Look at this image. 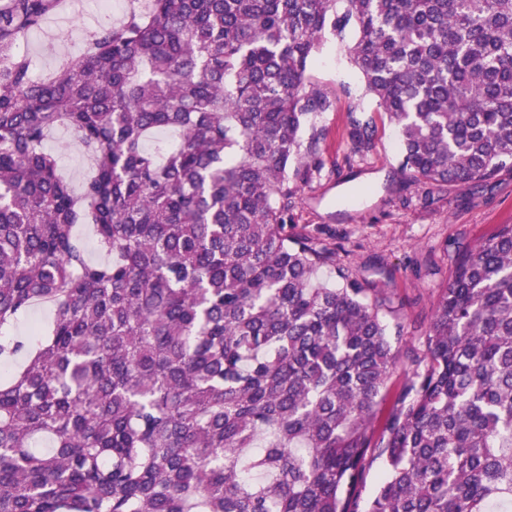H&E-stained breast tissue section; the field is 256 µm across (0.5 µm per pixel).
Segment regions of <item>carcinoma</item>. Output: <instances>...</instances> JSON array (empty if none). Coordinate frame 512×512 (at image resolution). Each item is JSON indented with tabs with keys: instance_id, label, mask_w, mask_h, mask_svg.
Returning a JSON list of instances; mask_svg holds the SVG:
<instances>
[{
	"instance_id": "cac0c4a2",
	"label": "carcinoma",
	"mask_w": 512,
	"mask_h": 512,
	"mask_svg": "<svg viewBox=\"0 0 512 512\" xmlns=\"http://www.w3.org/2000/svg\"><path fill=\"white\" fill-rule=\"evenodd\" d=\"M60 7L0 0V329L52 309L31 346L0 334V512H512V224L458 258L420 356L285 221L327 33L415 180L512 170V0H146L35 79L19 41ZM374 132L351 116L353 154ZM47 148L54 153L58 164L75 188L89 173L90 161L79 147L74 135L58 127L48 137Z\"/></svg>"
}]
</instances>
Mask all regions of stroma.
<instances>
[{"label":"stroma","instance_id":"obj_1","mask_svg":"<svg viewBox=\"0 0 512 512\" xmlns=\"http://www.w3.org/2000/svg\"><path fill=\"white\" fill-rule=\"evenodd\" d=\"M69 22L51 28L48 40L27 37L33 76L54 68L60 55L82 48L81 34L93 29L80 0H70ZM311 85L335 102L315 115L302 136L318 135L319 169L300 185L288 216L290 234L336 254L369 287L382 288L394 307L389 325L401 328V346L421 349L434 307L454 270L457 252L489 238L498 225L512 224V172L502 171L481 188H439L414 180L400 170L397 128L366 95L360 73L351 65L347 47L325 37L308 68ZM365 109L376 125L374 146L365 157L352 152L351 108ZM47 148L72 185H80L90 161L66 128H56ZM356 189L362 207L343 205L345 189Z\"/></svg>","mask_w":512,"mask_h":512}]
</instances>
